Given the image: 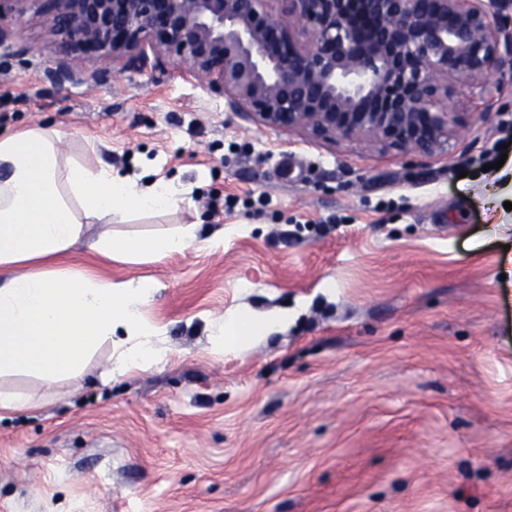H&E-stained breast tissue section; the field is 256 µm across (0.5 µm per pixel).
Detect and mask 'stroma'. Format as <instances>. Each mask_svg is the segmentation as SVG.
Returning a JSON list of instances; mask_svg holds the SVG:
<instances>
[{"instance_id": "1", "label": "stroma", "mask_w": 512, "mask_h": 512, "mask_svg": "<svg viewBox=\"0 0 512 512\" xmlns=\"http://www.w3.org/2000/svg\"><path fill=\"white\" fill-rule=\"evenodd\" d=\"M39 8L5 20L34 58L0 47V131L51 125L63 158L189 188L118 231L224 242L80 258L155 281L166 357L105 383V346L76 380L1 378L40 406L0 418V512H512V78L489 76V111L455 88L472 119L446 153L315 144L173 69L55 84ZM247 309L288 327L213 351L208 322Z\"/></svg>"}]
</instances>
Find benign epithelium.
<instances>
[{
  "label": "benign epithelium",
  "instance_id": "benign-epithelium-1",
  "mask_svg": "<svg viewBox=\"0 0 512 512\" xmlns=\"http://www.w3.org/2000/svg\"><path fill=\"white\" fill-rule=\"evenodd\" d=\"M281 4L275 12L270 3ZM57 84L86 62L170 64L261 125L433 156L458 84L512 77V0H43Z\"/></svg>",
  "mask_w": 512,
  "mask_h": 512
}]
</instances>
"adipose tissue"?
Masks as SVG:
<instances>
[{
	"mask_svg": "<svg viewBox=\"0 0 512 512\" xmlns=\"http://www.w3.org/2000/svg\"><path fill=\"white\" fill-rule=\"evenodd\" d=\"M57 129L0 134V376L26 373L49 381L81 377L103 345L113 344V373L147 370L164 357L161 328L144 307L150 279L113 282L71 257L91 252L136 262L183 252L198 227L184 224L149 236L115 233L130 212H159L182 199L175 186H140L109 167L63 161ZM288 316L228 312L211 322L217 349L243 352L255 338L286 327Z\"/></svg>",
	"mask_w": 512,
	"mask_h": 512,
	"instance_id": "ef3b65f1",
	"label": "adipose tissue"
}]
</instances>
